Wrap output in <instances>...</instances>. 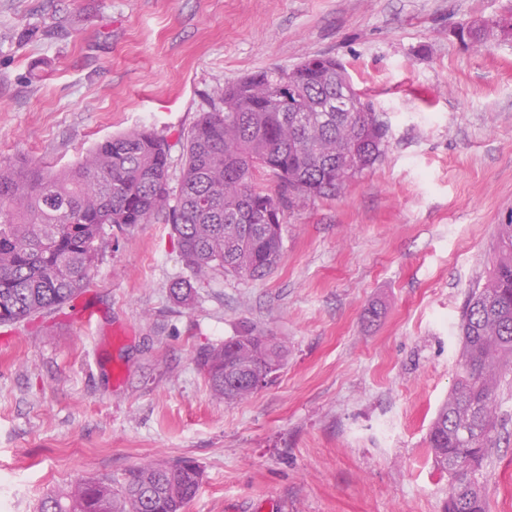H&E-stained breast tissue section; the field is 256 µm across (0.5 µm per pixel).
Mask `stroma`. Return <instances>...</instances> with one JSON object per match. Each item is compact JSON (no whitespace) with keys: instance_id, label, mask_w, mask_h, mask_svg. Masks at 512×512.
Here are the masks:
<instances>
[{"instance_id":"1","label":"stroma","mask_w":512,"mask_h":512,"mask_svg":"<svg viewBox=\"0 0 512 512\" xmlns=\"http://www.w3.org/2000/svg\"><path fill=\"white\" fill-rule=\"evenodd\" d=\"M512 0H0V162L46 170L146 128L169 148L218 90L326 54L382 113V159L300 201L268 277L190 279L165 216L106 232L81 300L0 326V512L189 457L184 512H443L427 433L460 371L458 324L512 221V40L459 30ZM288 349L272 382L213 397L197 366L242 329ZM479 471L512 512V370Z\"/></svg>"}]
</instances>
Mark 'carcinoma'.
Masks as SVG:
<instances>
[{"mask_svg":"<svg viewBox=\"0 0 512 512\" xmlns=\"http://www.w3.org/2000/svg\"><path fill=\"white\" fill-rule=\"evenodd\" d=\"M336 59L310 58L283 74L260 72L220 89L224 109L204 112L187 132L176 195L164 143L146 129L109 138L74 166L46 173L0 164V324L63 306L89 287L106 227L173 224L195 281L215 271L264 278L282 255V224L301 197H334L345 150L363 168L384 154L385 124L363 99L356 112H328ZM462 371L428 432L434 465L448 472L445 512H486L476 477L492 445L493 404L512 367V223L499 224L492 268L461 316ZM287 358L273 336L243 330L200 350L196 363L214 397L257 390ZM202 470L191 459L148 463L118 483L87 479L41 500L38 512H182Z\"/></svg>","mask_w":512,"mask_h":512,"instance_id":"obj_1","label":"carcinoma"}]
</instances>
